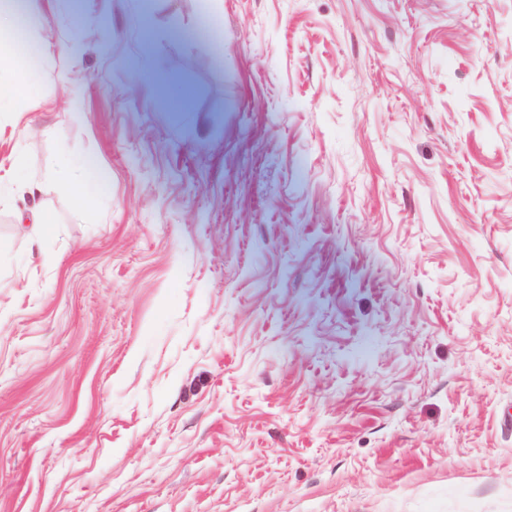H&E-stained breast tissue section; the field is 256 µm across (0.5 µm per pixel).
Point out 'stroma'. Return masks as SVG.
I'll list each match as a JSON object with an SVG mask.
<instances>
[{
  "label": "stroma",
  "instance_id": "35a3bbf8",
  "mask_svg": "<svg viewBox=\"0 0 512 512\" xmlns=\"http://www.w3.org/2000/svg\"><path fill=\"white\" fill-rule=\"evenodd\" d=\"M21 23L0 512H512V0ZM67 147L106 176L89 221ZM37 57L33 55L28 61V72L22 78H16L11 81H2L0 79V111L17 100H28L32 106L37 107V101L33 94V86L31 82L32 75L35 70ZM31 235L34 241H41L43 238L59 232V226L55 224L52 214L38 206L30 209Z\"/></svg>",
  "mask_w": 512,
  "mask_h": 512
}]
</instances>
